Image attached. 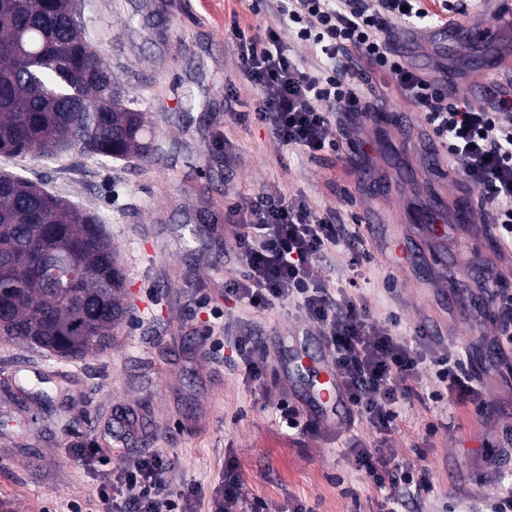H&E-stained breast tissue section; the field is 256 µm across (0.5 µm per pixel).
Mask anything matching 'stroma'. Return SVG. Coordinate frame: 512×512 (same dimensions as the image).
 I'll return each instance as SVG.
<instances>
[{
	"label": "stroma",
	"mask_w": 512,
	"mask_h": 512,
	"mask_svg": "<svg viewBox=\"0 0 512 512\" xmlns=\"http://www.w3.org/2000/svg\"><path fill=\"white\" fill-rule=\"evenodd\" d=\"M90 41L112 66L119 90L147 112L160 150L146 158L91 159L69 150L46 159L0 157V170L45 181L47 188L96 214L120 250L126 275L127 319L111 348L64 360L0 339V512H97L98 478L127 466L145 449L176 458L170 479L198 484L206 495L225 465L238 467L246 498L267 512H378L381 496L357 471L350 441L371 439L367 424L318 420L287 377L297 351L327 352L322 336L289 302L267 311L225 300L224 281L237 264L224 258L231 234L226 208L264 191L332 209L355 224L371 206L392 233L427 212L443 194L481 203L480 190L460 175V162L433 148L422 112L397 93L390 77H373L376 110L361 116L374 135L371 159L386 197L365 193L347 159L311 158L278 144L255 120H243L256 95L239 77L232 21L263 35L271 16L249 0H76ZM512 45V29L464 49L437 50L421 42L408 61L439 79L447 68L473 71L482 59ZM448 257L415 287L399 285L397 268L374 255L359 278L358 295L374 315L397 317L398 331L432 323L438 352L465 348L491 410L448 401L403 403L385 453L427 465L435 495L424 512H469L512 488V456L498 446L512 439V350L498 347L500 309L479 304L485 272L512 295V248L497 236L473 238L454 229L425 250L427 263ZM224 312L229 333L249 325L270 355L260 381L247 380L212 351L201 333L202 303ZM276 398L298 407L316 433L288 428Z\"/></svg>",
	"instance_id": "stroma-1"
}]
</instances>
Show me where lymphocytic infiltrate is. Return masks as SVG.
I'll list each match as a JSON object with an SVG mask.
<instances>
[{"instance_id":"f902f5d3","label":"lymphocytic infiltrate","mask_w":512,"mask_h":512,"mask_svg":"<svg viewBox=\"0 0 512 512\" xmlns=\"http://www.w3.org/2000/svg\"><path fill=\"white\" fill-rule=\"evenodd\" d=\"M273 22L264 36L235 29L239 72L257 92L252 117L280 144L309 156L340 151L341 112L358 111L368 72L387 73L401 97L418 108L433 140L461 162L463 177L478 187L489 223L502 241L512 242V94L489 88V106L474 109L465 95L413 68L392 47L397 27L421 31L445 26L462 12L459 0H437L438 11L422 0H275ZM310 43L314 66H303L290 41ZM229 248L240 265L225 280L224 295L266 310L283 301L305 312L332 350L336 374L351 410L376 435L354 439L350 453L358 470L382 492L381 512H400L406 496L423 500L434 492L427 466H412L382 454L381 440L398 409L410 400L425 366L438 387L433 398L486 408L487 402L456 349L435 354L421 329L404 337L395 320L378 319L344 286L330 287L312 273L313 263L343 250L352 265L370 260L365 240L305 197L262 192L236 200ZM204 340L230 345L247 379L259 381L267 361L265 342L243 329L231 340L206 326ZM175 463L150 452L131 466L106 473L97 488L101 512H190L201 486L172 487ZM210 512H264L262 501H245L235 466H227L210 498Z\"/></svg>"}]
</instances>
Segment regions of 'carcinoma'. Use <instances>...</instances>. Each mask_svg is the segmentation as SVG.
Returning <instances> with one entry per match:
<instances>
[{
    "instance_id": "cac0c4a2",
    "label": "carcinoma",
    "mask_w": 512,
    "mask_h": 512,
    "mask_svg": "<svg viewBox=\"0 0 512 512\" xmlns=\"http://www.w3.org/2000/svg\"><path fill=\"white\" fill-rule=\"evenodd\" d=\"M73 0H0V154L146 157L147 113L126 102ZM103 225L41 181L0 174V336L80 359L126 315Z\"/></svg>"
}]
</instances>
